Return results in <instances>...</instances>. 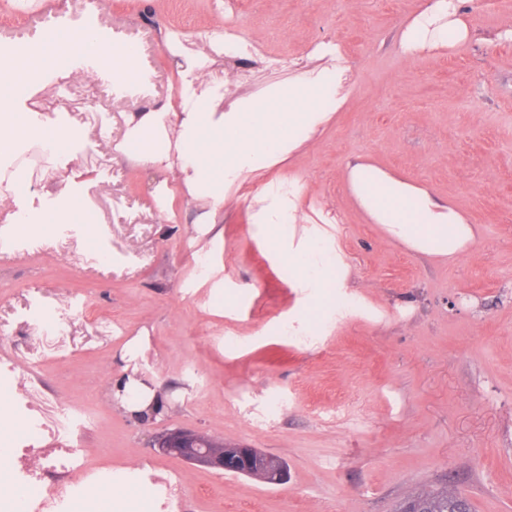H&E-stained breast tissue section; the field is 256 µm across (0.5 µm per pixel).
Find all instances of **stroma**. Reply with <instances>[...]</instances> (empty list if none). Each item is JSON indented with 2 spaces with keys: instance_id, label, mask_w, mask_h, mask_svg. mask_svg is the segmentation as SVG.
I'll use <instances>...</instances> for the list:
<instances>
[{
  "instance_id": "1",
  "label": "stroma",
  "mask_w": 512,
  "mask_h": 512,
  "mask_svg": "<svg viewBox=\"0 0 512 512\" xmlns=\"http://www.w3.org/2000/svg\"><path fill=\"white\" fill-rule=\"evenodd\" d=\"M430 2L68 0L54 19L140 48L136 83L71 79L32 104L38 118L92 131L74 155L30 166L32 208L78 168L99 223H0L11 247L0 260V439L72 445L91 468L76 512H94L101 474L136 481L145 467L180 486L170 512H398L434 488L466 495L472 512H512V0H465L466 41L403 53ZM230 20L244 51L222 46ZM44 27L42 0H0V51L34 48ZM222 52L236 68L225 104L339 66L346 97L290 158L229 187L213 215L118 145L128 113L174 101L188 60ZM357 160L460 211L474 242L448 260L388 239L351 191ZM277 189L350 268L338 307L300 335L287 323L307 317L305 293L255 224ZM82 304L113 330L98 331ZM127 367L154 381L160 419L113 404ZM175 428L275 455L288 480L153 448Z\"/></svg>"
}]
</instances>
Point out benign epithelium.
<instances>
[{
    "mask_svg": "<svg viewBox=\"0 0 512 512\" xmlns=\"http://www.w3.org/2000/svg\"><path fill=\"white\" fill-rule=\"evenodd\" d=\"M154 446L164 455L225 473L256 478L258 468L264 466L270 471L269 476L261 478L266 484H282L287 478V470L277 457L245 445L217 444L195 430H169L157 436Z\"/></svg>",
    "mask_w": 512,
    "mask_h": 512,
    "instance_id": "benign-epithelium-1",
    "label": "benign epithelium"
}]
</instances>
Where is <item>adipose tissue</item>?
I'll return each instance as SVG.
<instances>
[{"label": "adipose tissue", "instance_id": "1", "mask_svg": "<svg viewBox=\"0 0 512 512\" xmlns=\"http://www.w3.org/2000/svg\"><path fill=\"white\" fill-rule=\"evenodd\" d=\"M460 3L435 0L407 25L405 50L465 41L468 29L458 16ZM138 55L135 45L106 44L94 29L86 28L67 33L45 50L0 56V218L5 223L35 227L41 222L29 205L30 180L20 161L24 145L35 144L54 154L90 135L82 127L32 121L30 101L45 87L78 76L103 83L135 82ZM214 65L206 56L190 60L196 86L182 89L176 103L160 111L130 113L124 138L125 148L138 163L174 175L193 200L213 211L223 208L226 187L300 148L329 119L339 88L334 75L321 72L263 100L235 102L224 112L222 98L210 83ZM82 176V171H72L62 189L48 193L47 211L57 222L97 223L95 214L76 209ZM350 182L370 219L414 253L453 259L474 240V228L461 213L377 166L353 165ZM296 221L292 202L273 192L265 195L256 214L271 248L287 254L297 287L316 289L312 305L319 309L326 303L324 289L347 285L334 278L342 257L321 238L296 237ZM116 396L129 411L148 420L164 411L149 382L141 378L128 377Z\"/></svg>", "mask_w": 512, "mask_h": 512}]
</instances>
